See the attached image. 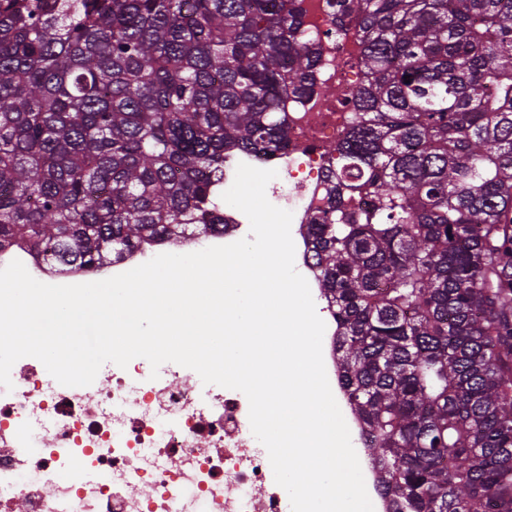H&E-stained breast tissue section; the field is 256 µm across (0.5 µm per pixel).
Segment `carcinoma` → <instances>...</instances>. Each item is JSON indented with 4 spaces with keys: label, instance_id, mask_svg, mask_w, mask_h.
Listing matches in <instances>:
<instances>
[{
    "label": "carcinoma",
    "instance_id": "carcinoma-1",
    "mask_svg": "<svg viewBox=\"0 0 512 512\" xmlns=\"http://www.w3.org/2000/svg\"><path fill=\"white\" fill-rule=\"evenodd\" d=\"M298 2L0 0V251L224 231V159L313 86ZM329 5L365 46L307 225L347 401L395 512H512V0Z\"/></svg>",
    "mask_w": 512,
    "mask_h": 512
}]
</instances>
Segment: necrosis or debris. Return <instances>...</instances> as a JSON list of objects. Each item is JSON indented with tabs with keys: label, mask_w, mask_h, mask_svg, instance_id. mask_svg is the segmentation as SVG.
Returning a JSON list of instances; mask_svg holds the SVG:
<instances>
[{
	"label": "necrosis or debris",
	"mask_w": 512,
	"mask_h": 512,
	"mask_svg": "<svg viewBox=\"0 0 512 512\" xmlns=\"http://www.w3.org/2000/svg\"><path fill=\"white\" fill-rule=\"evenodd\" d=\"M302 6L318 56L314 88L285 104L287 147L229 157L224 184L232 186L241 163L276 170L266 196L292 212L295 261L318 300L306 224L329 202L326 148L347 135L365 72L355 26L336 32L326 0ZM217 215L223 232L141 243L113 261V274L173 248L193 252L248 235L241 211L224 204ZM15 259L40 279L80 284L96 274L59 271L21 246L0 251V268ZM11 380L12 388L0 386V512H285L241 392L202 388L195 371L174 363L152 371L142 358L124 369L105 363L91 385L66 387L38 359L24 357Z\"/></svg>",
	"instance_id": "necrosis-or-debris-1"
}]
</instances>
